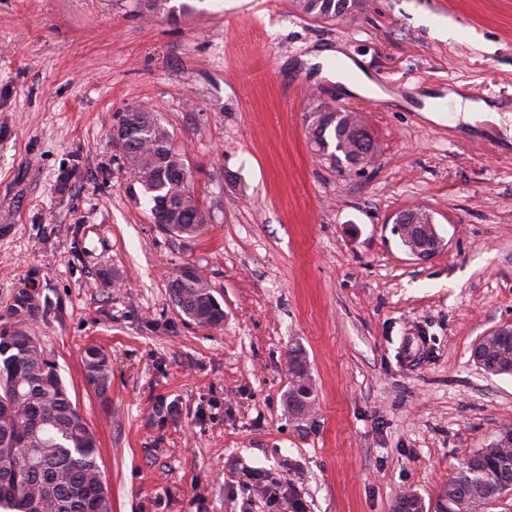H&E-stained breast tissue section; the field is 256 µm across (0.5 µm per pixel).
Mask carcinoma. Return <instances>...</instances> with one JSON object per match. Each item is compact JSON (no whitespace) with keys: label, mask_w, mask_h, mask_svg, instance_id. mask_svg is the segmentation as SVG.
<instances>
[{"label":"carcinoma","mask_w":512,"mask_h":512,"mask_svg":"<svg viewBox=\"0 0 512 512\" xmlns=\"http://www.w3.org/2000/svg\"><path fill=\"white\" fill-rule=\"evenodd\" d=\"M302 16L336 19L352 14L359 0H293ZM308 136L339 168L362 162L351 139L349 116L319 104ZM120 126L119 159L141 186L151 217L167 233L186 239L202 235L211 220L192 186L182 150L157 116L133 106L115 115ZM176 306L195 324L216 328L224 310L197 267L184 266L171 281ZM41 303L29 286L17 289L0 314V512H112V496L98 463L99 444L87 419L73 404L53 360L28 326ZM480 368L512 375V343L480 339ZM84 379L100 398L111 386L112 357L98 346L83 355ZM292 382L288 405L297 414L314 404V390L301 349L289 353ZM512 490V424L501 425L492 441L477 449L443 488L437 512H479Z\"/></svg>","instance_id":"1"}]
</instances>
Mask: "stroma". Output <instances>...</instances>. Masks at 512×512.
<instances>
[{
    "mask_svg": "<svg viewBox=\"0 0 512 512\" xmlns=\"http://www.w3.org/2000/svg\"><path fill=\"white\" fill-rule=\"evenodd\" d=\"M0 0V314L35 282L31 323L99 442L112 512H431L512 423V376L471 350L512 326V0H362L332 21L291 0ZM456 34L440 36L438 26ZM342 52L378 87L335 81ZM507 112L427 119L449 86ZM362 113L376 162L337 170L308 138L321 97ZM155 107L212 220L154 224L120 168L114 113ZM443 245L410 255L403 212ZM201 268L224 310L202 327L170 280ZM112 356L100 399L85 347ZM301 348L314 410H288ZM279 482L276 498L249 472Z\"/></svg>",
    "mask_w": 512,
    "mask_h": 512,
    "instance_id": "obj_1",
    "label": "stroma"
}]
</instances>
